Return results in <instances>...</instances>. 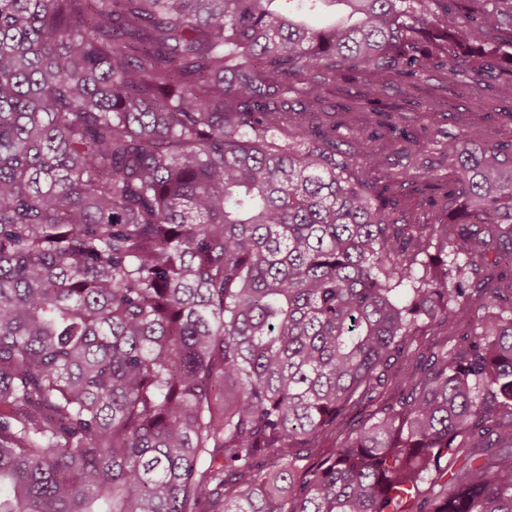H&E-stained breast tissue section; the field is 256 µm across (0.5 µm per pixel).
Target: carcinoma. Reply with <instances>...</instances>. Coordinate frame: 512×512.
<instances>
[{"mask_svg":"<svg viewBox=\"0 0 512 512\" xmlns=\"http://www.w3.org/2000/svg\"><path fill=\"white\" fill-rule=\"evenodd\" d=\"M274 2L0 0V512H512V143L326 98L512 102V0ZM495 84L496 81L489 78L478 89H463L443 75L434 73L419 82L417 87L390 79L378 95L364 98L357 83L338 76L327 97L330 103L336 104V108L350 105L352 112H357L354 123L363 127L368 124L370 112H407L416 116L425 110L427 102L439 101L442 105L440 112L433 113L428 120L430 130L425 155L432 166L431 173L448 175V162L440 153L442 142H448V136L462 137L468 131L479 129L482 132L479 135L487 143L511 139L512 124L498 113L499 107L496 108V105L501 108L508 103L496 100ZM354 95L361 97L355 100ZM411 102H420V106L414 107Z\"/></svg>","mask_w":512,"mask_h":512,"instance_id":"carcinoma-1","label":"carcinoma"}]
</instances>
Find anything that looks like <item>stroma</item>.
Returning <instances> with one entry per match:
<instances>
[{"label": "stroma", "mask_w": 512, "mask_h": 512, "mask_svg": "<svg viewBox=\"0 0 512 512\" xmlns=\"http://www.w3.org/2000/svg\"><path fill=\"white\" fill-rule=\"evenodd\" d=\"M360 91L357 83L340 77L330 86L328 98L330 103L351 106L356 114V125L363 127L374 112H407L416 102L440 103V112L434 113L429 121L425 149L429 164L438 174L448 172V163L440 153L448 137H461L478 129L488 142L512 140V122L498 112L496 90L491 85L464 89L434 73L415 87L396 79L389 80L384 90L370 98L361 97Z\"/></svg>", "instance_id": "1"}]
</instances>
